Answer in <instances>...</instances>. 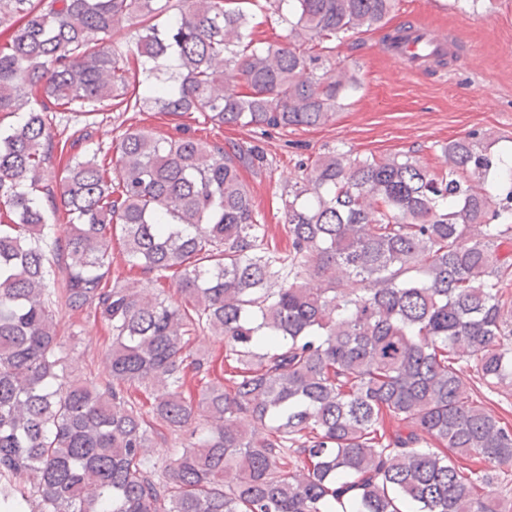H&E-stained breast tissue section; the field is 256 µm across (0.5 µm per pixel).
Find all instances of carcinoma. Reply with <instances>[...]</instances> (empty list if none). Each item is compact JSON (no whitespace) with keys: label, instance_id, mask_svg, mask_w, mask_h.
<instances>
[{"label":"carcinoma","instance_id":"1","mask_svg":"<svg viewBox=\"0 0 512 512\" xmlns=\"http://www.w3.org/2000/svg\"><path fill=\"white\" fill-rule=\"evenodd\" d=\"M253 2L0 0V112L41 98L0 128V512H512L492 488L512 475V423L486 406L512 382V162L478 133L438 172L411 152L300 162L286 251L241 177L265 166L257 144L129 128L115 165L94 151L45 179L65 149L53 106L318 127L358 88L314 71L332 43L406 41L386 29L397 0H266L288 34L256 42ZM133 18L147 25L123 51L109 35ZM490 178L495 194L477 188ZM115 225L130 266L178 272L179 299L111 283ZM60 305L110 326L107 378L59 374ZM199 333L224 340V377L190 349Z\"/></svg>","mask_w":512,"mask_h":512}]
</instances>
